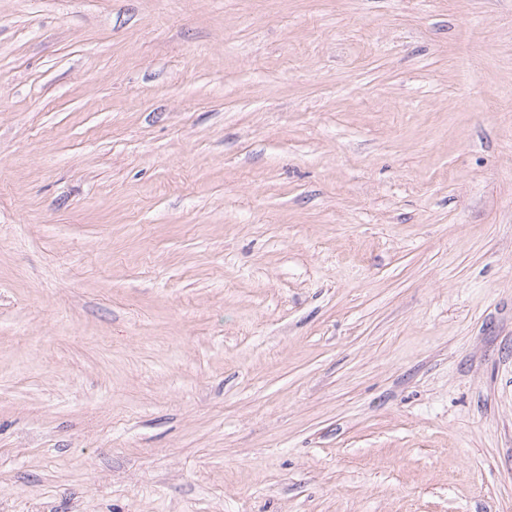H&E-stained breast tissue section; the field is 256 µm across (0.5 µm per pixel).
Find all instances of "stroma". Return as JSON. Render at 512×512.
Listing matches in <instances>:
<instances>
[{"instance_id": "obj_1", "label": "stroma", "mask_w": 512, "mask_h": 512, "mask_svg": "<svg viewBox=\"0 0 512 512\" xmlns=\"http://www.w3.org/2000/svg\"><path fill=\"white\" fill-rule=\"evenodd\" d=\"M0 512H512V0H0Z\"/></svg>"}]
</instances>
